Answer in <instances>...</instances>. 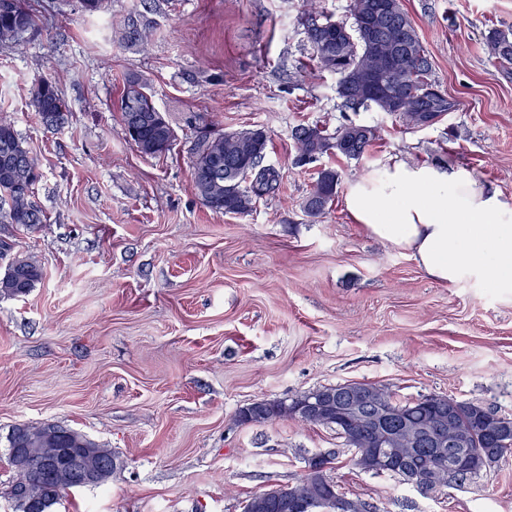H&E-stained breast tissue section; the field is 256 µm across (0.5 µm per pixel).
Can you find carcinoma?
<instances>
[{"instance_id": "1", "label": "carcinoma", "mask_w": 512, "mask_h": 512, "mask_svg": "<svg viewBox=\"0 0 512 512\" xmlns=\"http://www.w3.org/2000/svg\"><path fill=\"white\" fill-rule=\"evenodd\" d=\"M161 0H141V10L118 20L114 40L121 47H146L152 36L150 15L159 12ZM35 19L26 0H0V47L19 45L34 26ZM307 43L317 67L336 75V94L352 109L376 110L390 115L408 128L421 127L419 109L427 105L425 90L435 85L432 65L419 34L401 0H352L350 20L320 18L309 13L300 18ZM489 55L502 68L512 67V30L493 29L486 36ZM31 105L42 123L57 130L69 122L71 111L55 78H43L30 90ZM140 120L128 123L130 109ZM119 112L125 138L149 157L170 152L176 136L167 117L159 111L148 84L135 77L127 79L120 96ZM377 136L370 125L344 123L333 132L317 125H299L292 131L297 147L295 162L305 165L324 155L358 159ZM269 138L262 128L213 133L204 130L193 147L192 181L202 203L215 212L244 215L253 211L258 199L280 188V172L263 165ZM40 177L37 158L19 136L11 121L0 117V223L33 227L44 216L32 203ZM341 175L334 168L317 174L312 190L302 202L303 210L316 218L323 215L336 197ZM42 267L32 258L17 256L0 276V297L27 294L42 280ZM372 396L361 401L348 384L317 389L327 398L330 410L316 417L297 411L300 397L263 401L255 410L240 409L236 424H261L289 418L314 427L336 423V412L354 405L357 423L336 431L351 452L353 465L363 472L379 473L371 461L372 444L382 433L392 438L389 451L395 458L390 475L408 484L414 474L425 476L428 490L448 486V459L463 450L475 455L491 452L493 463L512 454V430L496 428L501 419L495 411L471 402L448 415V398L432 395L423 406L394 400L388 389L366 383ZM388 416L381 428L367 425L379 410ZM440 426L448 438L445 455L427 470L433 453L426 428ZM8 459L16 477L9 489L16 512H52L64 493L86 487L80 469L63 481L47 464L55 448H91L82 458L81 469L96 472L105 485L118 466V457L109 448L95 444L85 434L56 424L15 425L8 436ZM337 485L326 473L306 472L294 485H281L269 495L262 490L250 497L244 512H299V504L336 496Z\"/></svg>"}]
</instances>
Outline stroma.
Listing matches in <instances>:
<instances>
[{
  "instance_id": "stroma-1",
  "label": "stroma",
  "mask_w": 512,
  "mask_h": 512,
  "mask_svg": "<svg viewBox=\"0 0 512 512\" xmlns=\"http://www.w3.org/2000/svg\"><path fill=\"white\" fill-rule=\"evenodd\" d=\"M36 26L0 47V117L39 164L32 203L44 224H0V273L13 255L43 278L0 297V512H14L7 438L57 423L112 449L102 487L69 491L54 512H243L270 485H292L334 429L289 418L237 426L259 398L292 399L348 381L479 403L512 418V292L466 277L446 285L410 253L368 235L344 204L349 185L388 158L454 164L512 198V70L486 51L512 28V0H402L433 76L460 103L440 124L407 130L345 108L336 77L310 62L299 23L349 17L350 0H164L143 51L119 46L113 20L140 0H31ZM146 80L170 114L175 145L141 155L119 100ZM55 77L71 117L49 131L30 89ZM353 121L377 129L361 158L294 166L292 131ZM264 129L279 191L246 215L205 207L191 180L201 128ZM336 168L321 217L300 207L318 170ZM345 497L382 512H512V456L475 483L429 494L341 453L327 469Z\"/></svg>"
}]
</instances>
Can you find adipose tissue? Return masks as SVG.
<instances>
[{"instance_id":"adipose-tissue-1","label":"adipose tissue","mask_w":512,"mask_h":512,"mask_svg":"<svg viewBox=\"0 0 512 512\" xmlns=\"http://www.w3.org/2000/svg\"><path fill=\"white\" fill-rule=\"evenodd\" d=\"M344 202L352 223L409 251L437 282L467 275L512 289V199L467 170L397 158L354 180Z\"/></svg>"}]
</instances>
